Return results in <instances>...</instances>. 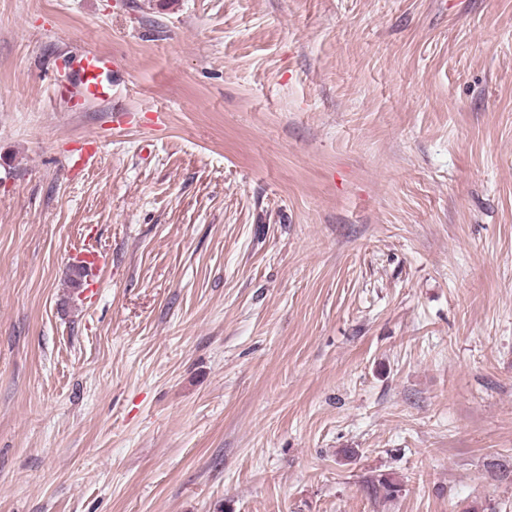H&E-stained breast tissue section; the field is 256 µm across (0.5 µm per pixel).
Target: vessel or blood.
Listing matches in <instances>:
<instances>
[{
	"mask_svg": "<svg viewBox=\"0 0 512 512\" xmlns=\"http://www.w3.org/2000/svg\"><path fill=\"white\" fill-rule=\"evenodd\" d=\"M59 89L78 87L90 100H105L111 95L112 59L93 52L71 53L62 57L57 73Z\"/></svg>",
	"mask_w": 512,
	"mask_h": 512,
	"instance_id": "b4317fda",
	"label": "vessel or blood"
}]
</instances>
